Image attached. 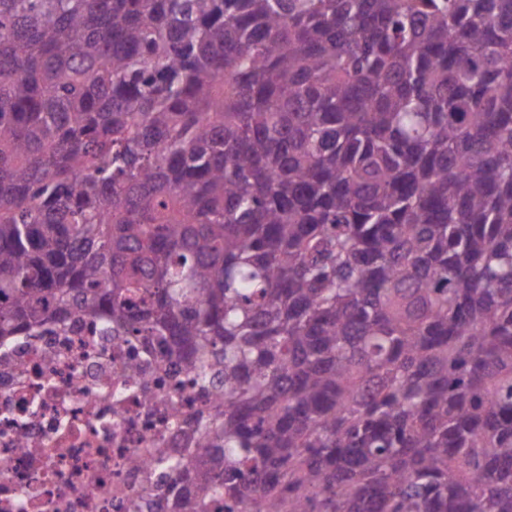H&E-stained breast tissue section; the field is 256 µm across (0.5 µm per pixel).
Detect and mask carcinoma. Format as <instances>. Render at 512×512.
I'll return each mask as SVG.
<instances>
[{
	"label": "carcinoma",
	"mask_w": 512,
	"mask_h": 512,
	"mask_svg": "<svg viewBox=\"0 0 512 512\" xmlns=\"http://www.w3.org/2000/svg\"><path fill=\"white\" fill-rule=\"evenodd\" d=\"M86 317L170 512H512V0H0V343Z\"/></svg>",
	"instance_id": "carcinoma-1"
}]
</instances>
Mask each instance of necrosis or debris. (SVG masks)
<instances>
[{"mask_svg":"<svg viewBox=\"0 0 512 512\" xmlns=\"http://www.w3.org/2000/svg\"><path fill=\"white\" fill-rule=\"evenodd\" d=\"M212 397L151 340L65 321L0 345V512H167ZM139 466H131V459Z\"/></svg>","mask_w":512,"mask_h":512,"instance_id":"obj_1","label":"necrosis or debris"}]
</instances>
